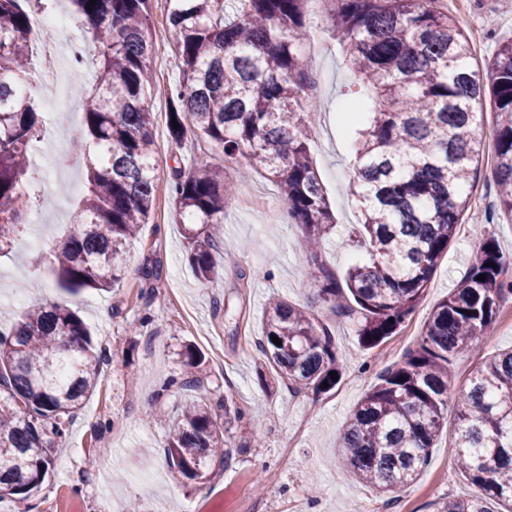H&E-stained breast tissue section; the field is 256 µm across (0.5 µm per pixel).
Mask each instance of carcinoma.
<instances>
[{
    "label": "carcinoma",
    "instance_id": "carcinoma-1",
    "mask_svg": "<svg viewBox=\"0 0 512 512\" xmlns=\"http://www.w3.org/2000/svg\"><path fill=\"white\" fill-rule=\"evenodd\" d=\"M32 2L42 6L0 0V252L28 226L36 191L29 147L54 95L51 84L35 94L19 90L28 76ZM70 2L91 23L96 50V82L84 84L76 71L70 84L73 95L88 100L68 155L85 166L86 194L49 259L48 275L39 272L31 283L75 296L122 279L128 247L153 208L156 174L150 0H95L90 11L89 0ZM306 2L168 0L181 74L170 92L168 131L179 148L193 136L272 178L299 224L317 296L332 313L358 318L359 344L370 350L413 314L469 208L485 104L495 116L497 205L512 215V41L499 46L484 74L436 0H324L323 25L355 77L344 92L345 114L371 115L356 131L351 187L362 216L352 234L365 258L340 280L322 260L335 218L309 148L319 109L311 99L301 105L302 53L311 31ZM173 161L175 210L189 217L187 260L209 282L214 225L224 223L235 197L224 166L208 154L194 156L187 168ZM511 268L512 257L484 239L460 285L432 309L415 347L380 370L341 439L348 476L394 492L410 488L424 471L447 423L452 359L477 350L493 330L512 293L504 278ZM258 349L295 391L326 393L337 385L329 372L342 374L329 326L283 299L266 308ZM182 356L188 368L182 387L197 393L203 382L192 369L200 357L190 346ZM103 364L86 324L62 303L30 309L0 333V490L23 503L40 489ZM468 381L455 402L454 448L474 493L448 497L436 512L512 505V350L484 358ZM242 418L206 394L187 402L168 423L172 474L204 483L233 467L244 446L231 444L229 432Z\"/></svg>",
    "mask_w": 512,
    "mask_h": 512
}]
</instances>
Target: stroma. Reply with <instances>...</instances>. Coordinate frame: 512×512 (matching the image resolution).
Instances as JSON below:
<instances>
[{"label": "stroma", "instance_id": "stroma-1", "mask_svg": "<svg viewBox=\"0 0 512 512\" xmlns=\"http://www.w3.org/2000/svg\"><path fill=\"white\" fill-rule=\"evenodd\" d=\"M467 37L473 63L486 69L500 43L512 39V0H443ZM149 39L154 53L156 165L155 202L147 224L131 247L124 279L106 290L88 289L64 296L55 288L30 287L27 274L50 255L70 230V219L84 192L80 169L65 159L81 128L87 100L71 96L70 56L65 48L89 39L82 18L69 0H47L45 14L64 13L65 30L46 29V41L60 47L57 98L47 118L33 163L41 182L30 210V224L9 254L0 256V331H9L28 306L66 301L90 327L106 361L95 391L57 448L53 470L29 499V512H433L437 501L471 493L456 467L454 427L446 425L430 463L406 491L379 492L345 476L337 439L361 398L376 384L380 361H394L414 346L432 308L456 288L485 238L512 254V216L495 207L492 175L494 144L484 138L482 163L464 222L440 261L424 299L397 333L366 351L356 323L331 314L307 279L308 256L301 233L288 214L277 185L254 173L241 182L233 205L216 231L219 251H234L236 263L220 266L212 282H199L186 261L180 218L171 198L172 157L198 153L187 140L176 148L168 133V91L180 80L167 22L165 0H151ZM322 52L309 56L307 70L320 75L324 93L313 125L311 151L336 219V238L325 259L345 275L361 249L344 232L360 223L350 193L354 178L353 142L339 118L342 88L352 75L338 44L318 34ZM41 239L32 249L29 239ZM159 262L162 277L153 296L142 293L147 263ZM281 296L328 324L344 370L328 393L288 392L279 379L261 386V358L255 343L263 331V308ZM204 361L197 376L210 398H227L246 418L233 439L247 445L233 468L215 476L200 491L174 480L169 472L165 416L187 397L181 390L184 344ZM512 348V297L502 303L493 332L478 352L457 357L456 385H464L483 358Z\"/></svg>", "mask_w": 512, "mask_h": 512}]
</instances>
